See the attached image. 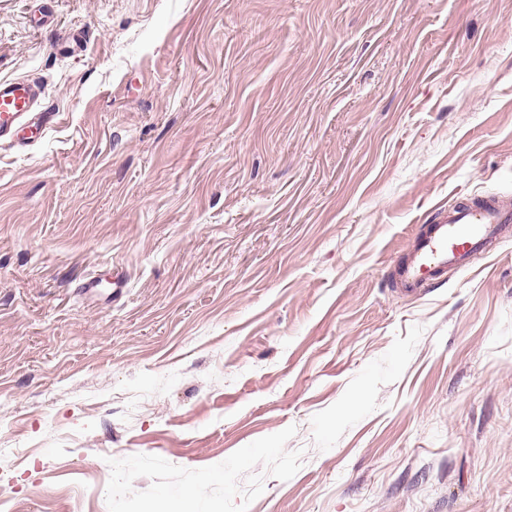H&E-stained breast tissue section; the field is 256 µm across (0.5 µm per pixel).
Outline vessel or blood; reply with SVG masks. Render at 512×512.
I'll use <instances>...</instances> for the list:
<instances>
[{"label": "vessel or blood", "instance_id": "b4317fda", "mask_svg": "<svg viewBox=\"0 0 512 512\" xmlns=\"http://www.w3.org/2000/svg\"><path fill=\"white\" fill-rule=\"evenodd\" d=\"M40 85L29 79L0 81V138L13 135L23 125L41 133L52 113H34ZM512 223V203L487 198L478 202L460 198L426 224L395 270L402 288L416 291L435 284L451 270L469 266Z\"/></svg>", "mask_w": 512, "mask_h": 512}]
</instances>
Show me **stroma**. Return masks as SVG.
<instances>
[{"label": "stroma", "instance_id": "35a3bbf8", "mask_svg": "<svg viewBox=\"0 0 512 512\" xmlns=\"http://www.w3.org/2000/svg\"><path fill=\"white\" fill-rule=\"evenodd\" d=\"M0 0V512H512V0ZM122 271L113 299L87 277ZM40 93V85L30 79L0 81V140L13 136L18 127L31 124L32 136L26 138L30 141L53 119L54 112H39L35 118L28 120V114L37 104ZM512 223V203L487 198L479 203L467 197L444 208L433 223L425 224L411 249L394 269L402 288L417 291L435 284L448 270L469 266Z\"/></svg>", "mask_w": 512, "mask_h": 512}]
</instances>
